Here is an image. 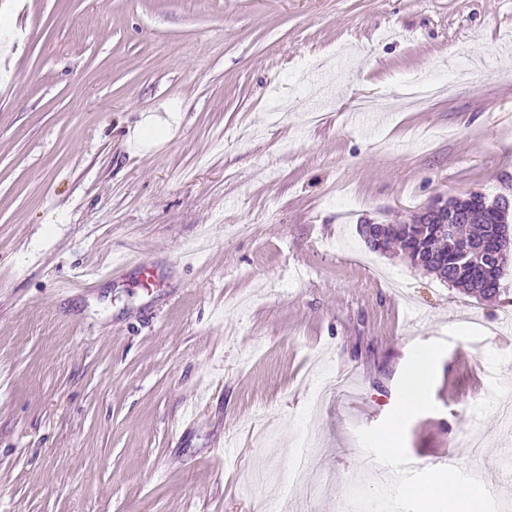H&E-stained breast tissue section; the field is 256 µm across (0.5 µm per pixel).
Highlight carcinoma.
Here are the masks:
<instances>
[{"mask_svg": "<svg viewBox=\"0 0 512 512\" xmlns=\"http://www.w3.org/2000/svg\"><path fill=\"white\" fill-rule=\"evenodd\" d=\"M454 208L463 214L457 225L456 238L441 232L440 215L426 207L412 216L415 227L410 232L397 224L376 225L377 240H365L375 252L386 254L398 248L411 265L435 275L441 281L464 293L483 300L500 295L502 290L500 268L488 269L483 259L470 260L462 253L466 243H480L496 239L507 230L505 217L498 210V200L488 201L483 195L474 201L452 200Z\"/></svg>", "mask_w": 512, "mask_h": 512, "instance_id": "carcinoma-1", "label": "carcinoma"}]
</instances>
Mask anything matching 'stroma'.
Segmentation results:
<instances>
[{"label": "stroma", "instance_id": "35a3bbf8", "mask_svg": "<svg viewBox=\"0 0 512 512\" xmlns=\"http://www.w3.org/2000/svg\"><path fill=\"white\" fill-rule=\"evenodd\" d=\"M472 192L512 200V0H0V512H349L439 339L408 457L512 512V264L482 301L359 233ZM124 251L160 284L59 292Z\"/></svg>", "mask_w": 512, "mask_h": 512}]
</instances>
